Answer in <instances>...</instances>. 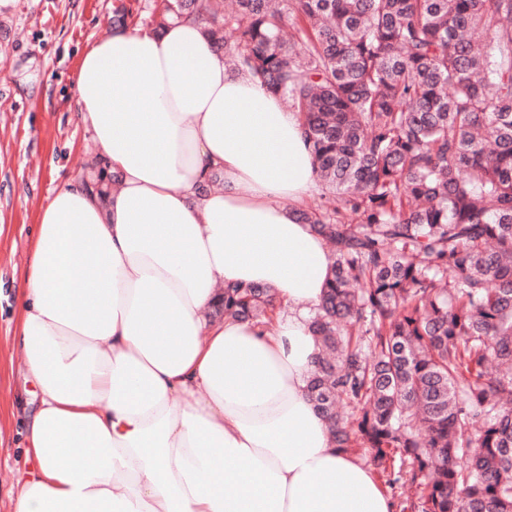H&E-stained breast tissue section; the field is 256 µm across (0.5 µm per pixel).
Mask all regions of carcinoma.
<instances>
[{"mask_svg": "<svg viewBox=\"0 0 512 512\" xmlns=\"http://www.w3.org/2000/svg\"><path fill=\"white\" fill-rule=\"evenodd\" d=\"M300 113L332 254L309 397L402 512H512V0H157ZM265 286L211 316L271 319Z\"/></svg>", "mask_w": 512, "mask_h": 512, "instance_id": "obj_1", "label": "carcinoma"}]
</instances>
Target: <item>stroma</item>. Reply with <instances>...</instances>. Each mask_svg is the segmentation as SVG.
<instances>
[{
    "mask_svg": "<svg viewBox=\"0 0 512 512\" xmlns=\"http://www.w3.org/2000/svg\"><path fill=\"white\" fill-rule=\"evenodd\" d=\"M127 24L146 27L153 0H15L0 13V512L30 464L26 421L40 394L15 350L19 285L37 214L62 184L85 178L96 149L78 119L73 90L86 46Z\"/></svg>",
    "mask_w": 512,
    "mask_h": 512,
    "instance_id": "1",
    "label": "stroma"
}]
</instances>
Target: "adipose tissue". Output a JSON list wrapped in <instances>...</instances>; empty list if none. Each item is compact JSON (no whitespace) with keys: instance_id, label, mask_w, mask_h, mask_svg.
<instances>
[{"instance_id":"1","label":"adipose tissue","mask_w":512,"mask_h":512,"mask_svg":"<svg viewBox=\"0 0 512 512\" xmlns=\"http://www.w3.org/2000/svg\"><path fill=\"white\" fill-rule=\"evenodd\" d=\"M73 88L117 187L88 172L39 214L17 346L40 404L11 512H393L309 398L331 261L299 217L318 189L299 114L191 20L89 44ZM250 284L271 322L210 318Z\"/></svg>"}]
</instances>
